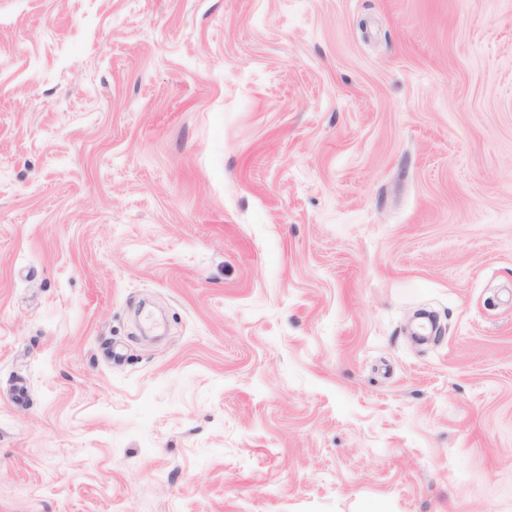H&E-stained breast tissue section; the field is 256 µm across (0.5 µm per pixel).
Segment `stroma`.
Instances as JSON below:
<instances>
[{"label":"stroma","mask_w":512,"mask_h":512,"mask_svg":"<svg viewBox=\"0 0 512 512\" xmlns=\"http://www.w3.org/2000/svg\"><path fill=\"white\" fill-rule=\"evenodd\" d=\"M0 512H512V0H0Z\"/></svg>","instance_id":"stroma-1"}]
</instances>
